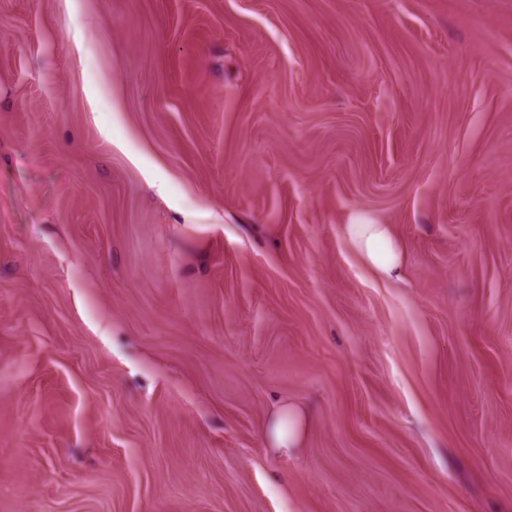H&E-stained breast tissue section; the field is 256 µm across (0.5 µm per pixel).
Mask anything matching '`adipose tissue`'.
<instances>
[{"label":"adipose tissue","mask_w":512,"mask_h":512,"mask_svg":"<svg viewBox=\"0 0 512 512\" xmlns=\"http://www.w3.org/2000/svg\"><path fill=\"white\" fill-rule=\"evenodd\" d=\"M341 233L374 273L389 281L402 279L405 248L392 225L375 223L366 214L357 213L342 225ZM311 424V414L295 405L281 404L263 428L264 441L285 451L300 447Z\"/></svg>","instance_id":"ef3b65f1"}]
</instances>
